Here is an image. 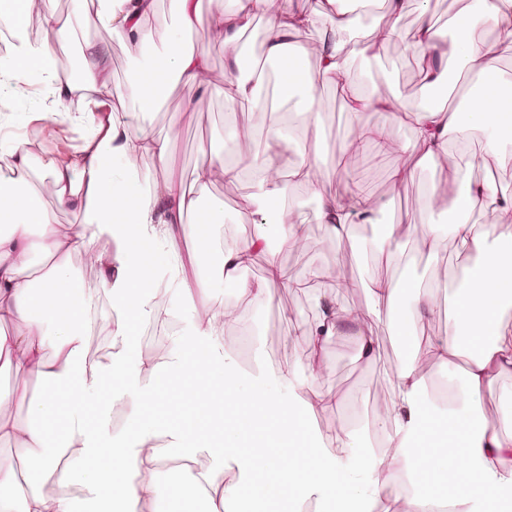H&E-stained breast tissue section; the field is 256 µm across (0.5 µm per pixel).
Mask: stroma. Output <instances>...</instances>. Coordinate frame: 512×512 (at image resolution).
<instances>
[{"instance_id":"1","label":"stroma","mask_w":512,"mask_h":512,"mask_svg":"<svg viewBox=\"0 0 512 512\" xmlns=\"http://www.w3.org/2000/svg\"><path fill=\"white\" fill-rule=\"evenodd\" d=\"M416 25V14L405 12L398 24L395 41L387 45L381 59L352 57V70L362 90L376 89L395 94L403 104L415 103L417 93L399 62ZM87 39L108 47L106 76L113 91H126L139 67L148 60V53L132 50L105 25L90 30L77 29L76 40L71 44L72 53H79L81 41ZM209 57L212 77L210 90L205 95H197L184 83L173 81L157 111L143 116L135 112L130 115L132 129L145 127L157 136L170 137L175 172L188 181L193 178L201 147L220 154L226 143L233 139V124L225 112L222 93L227 81L228 62L220 49L210 50ZM317 97L323 111L322 138L329 155L342 151L344 143L357 128L377 125L384 120L383 112L373 107L351 113L348 102L337 99L333 83H321ZM365 158L366 165L360 171L358 181L378 199L382 223L355 225L352 242L333 240L318 220V204L312 192L303 186L291 187V201L295 206L293 220L300 224L311 249L303 256L289 250L279 252L278 262L286 287L278 293L273 307L255 311L251 320L253 339H245L234 326L229 327L224 336L225 355L241 367L253 369L261 363L284 370L290 368L295 370L298 381L313 382L320 388L345 396L346 406L317 419L314 427L319 432L336 428L344 420L357 426L370 421L376 404L389 401L391 396L383 367L404 356L405 346L389 336L385 328H376L379 356L376 361L366 363L358 360V347L352 340L338 338L325 350V373L319 379H311L306 370L309 353L300 335L308 322L311 294L296 289V282L310 267L346 269L355 287L344 294V303L353 309H367L369 297L359 283L374 269L371 246L379 238L382 224L420 225L448 219V185L440 181L434 168H417L415 179L397 188L391 179L397 165L396 154L378 152L371 145L365 149ZM431 186L436 189L432 195L427 192ZM237 187L241 200L249 204L247 212L225 207L224 222L217 225L210 242L194 245L196 251L208 252L215 266L220 263L219 250L225 238L243 235L249 227L253 232L264 233L274 244L282 232L279 225L270 223L268 204L260 197L259 186L251 173H244ZM453 252L451 241L446 240L439 246L437 255L421 252L411 257L406 273L408 284L422 285L437 278L451 281L456 268L446 265L445 260Z\"/></svg>"}]
</instances>
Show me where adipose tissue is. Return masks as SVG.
Segmentation results:
<instances>
[{"instance_id":"obj_1","label":"adipose tissue","mask_w":512,"mask_h":512,"mask_svg":"<svg viewBox=\"0 0 512 512\" xmlns=\"http://www.w3.org/2000/svg\"><path fill=\"white\" fill-rule=\"evenodd\" d=\"M98 2V9L83 8L84 28L106 21L133 48L156 50L123 95H112L104 77L107 50L92 41L82 49L79 80L64 78L60 58L72 28L59 17L57 0H9L0 9V17L21 32L8 55L0 56V91L13 99L25 97L32 76H39L47 91L43 114L67 111L74 126L91 129L76 161L47 166L58 207L83 217L77 230L53 224L32 184L12 186L9 172L32 164L21 144L0 154V323L18 328L11 335L0 332V365L24 380L22 388L0 391V440L38 453V469L25 479L12 460L0 459V512H86L85 490L103 503L104 512H184L188 507L193 512H266L282 500L291 512H302V504L313 497L327 512H494L497 505L512 504V410H502L493 427L481 413L484 400L494 395V379L512 369V327L503 321L512 307V191L491 181L473 182L468 165L443 164L453 133H485L478 164L488 170L499 166L512 146V81L504 78L498 59L499 46L512 45V0H469L457 17L465 24L477 16L491 23L497 31L493 43L473 35L448 42L426 17L418 19L412 47L433 85L442 84L448 61L476 79L468 94L472 105L464 114L443 101L409 110L396 97L364 95L346 49L359 19L345 0L310 5L302 0L296 9L282 11L272 10L271 0H233V9L207 14L201 0H173V22L163 27L152 22L156 0ZM34 13L42 24L37 41L23 35ZM259 17L267 21L266 56L284 69L275 99H303V137L288 136L276 121L268 127L294 157L290 181L269 179L274 166L269 156L251 151L228 163L206 151L195 167L193 186H186L170 173L169 138L144 128L131 130L125 105L155 111L174 79L207 91L209 55L192 38L205 28L222 35L230 74L224 92L228 109L258 107L262 84L242 69L240 39ZM317 25L324 34L311 63L295 37ZM319 78L333 82L353 109L385 112L386 123L360 128L364 142L389 148V125L411 123L410 153L419 163L440 165L446 181L459 189L449 206L451 223L418 229L389 224L376 248L377 259L387 261L393 247L413 235L431 254L442 239L453 241L463 262L458 286L447 291L446 335L425 333L437 313L432 292L394 275L362 281L371 302L368 321L331 291L312 296L315 316L302 335L315 367H322L325 348L339 336L356 340L360 360L375 361L378 324L410 341V355L388 375L391 398L376 417L386 448L378 453L366 446L360 430L344 423L314 433L310 419L336 410L340 394L322 389L306 394L294 385L292 372L262 365L248 371L229 360L223 348V301L211 297L207 279L197 278L190 288L180 274V240L200 237L199 225L184 223V215H200V224L207 225L224 219L223 200L206 201L193 191L218 173L231 183L243 170H258L267 201L284 199L292 183L314 190L318 219L339 241L350 240L353 225L370 222L371 210L344 205L321 189L337 172L325 166L322 154L323 119L313 94ZM487 224L498 229L496 240L484 232ZM112 236L121 240L118 249H96L100 238ZM294 237L293 228L286 227L275 249L260 233L225 243L219 273L239 284L241 331L250 328L251 307L273 304L282 286L276 251L291 248ZM144 243L166 246L162 264L145 261ZM36 252L43 272L23 277ZM90 252L96 255L99 282L82 288L70 261ZM260 261L265 276L243 280V272ZM162 279L193 306L191 336L175 338L160 361L140 353L111 358L105 365L91 360L86 353L91 315H98L102 331L124 341L135 335L142 319L166 321L167 312L148 306L150 288ZM107 299L120 300L118 314L104 310ZM428 363L460 376L462 393L428 402L423 372ZM18 405L23 415L14 414ZM116 409L123 424L112 431L108 423ZM162 433L175 445L230 456L233 465H184L160 478L163 452L156 438ZM254 472L261 480L244 484V476ZM46 477L52 478L54 491H43Z\"/></svg>"}]
</instances>
